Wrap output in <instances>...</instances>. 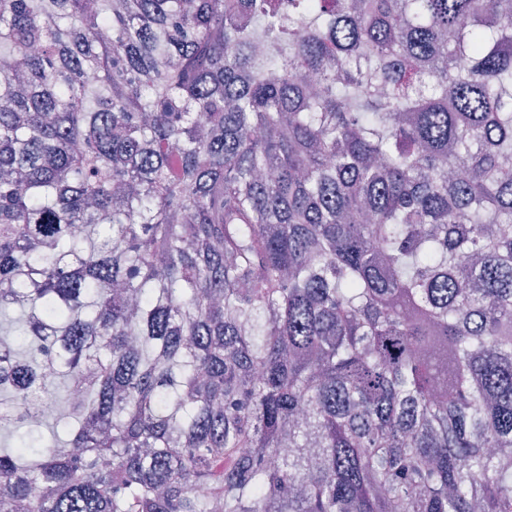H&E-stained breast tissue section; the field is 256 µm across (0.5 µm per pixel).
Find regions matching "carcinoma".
Instances as JSON below:
<instances>
[{"label": "carcinoma", "instance_id": "carcinoma-1", "mask_svg": "<svg viewBox=\"0 0 512 512\" xmlns=\"http://www.w3.org/2000/svg\"><path fill=\"white\" fill-rule=\"evenodd\" d=\"M0 512H512V0H0ZM21 412L24 414V416L28 420L35 421V420L44 418L43 429L46 433H49V431L52 429V426H53V420L46 418V417H49L53 414L56 418H61L67 414V411L64 408L57 407L54 409H52V408L47 409L43 404L38 403V402H34V403H30V404H26V405L22 406Z\"/></svg>", "mask_w": 512, "mask_h": 512}]
</instances>
